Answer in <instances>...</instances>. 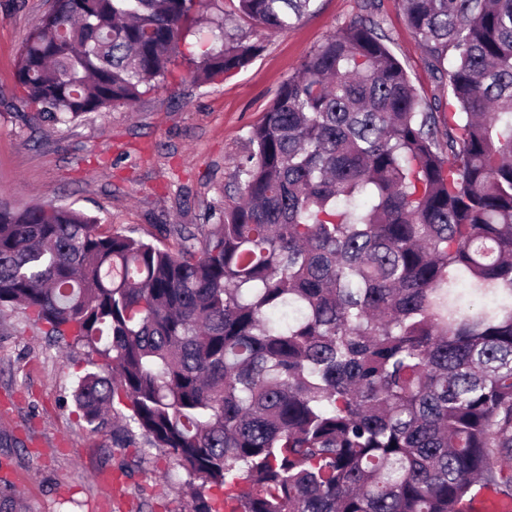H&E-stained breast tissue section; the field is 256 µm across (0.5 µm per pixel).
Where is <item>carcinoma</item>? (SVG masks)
<instances>
[{
    "label": "carcinoma",
    "mask_w": 512,
    "mask_h": 512,
    "mask_svg": "<svg viewBox=\"0 0 512 512\" xmlns=\"http://www.w3.org/2000/svg\"><path fill=\"white\" fill-rule=\"evenodd\" d=\"M313 0H238L258 35ZM443 88L427 102L365 14L288 77L235 194L175 249L0 201V313L82 347L86 424L115 404L188 477L191 512H467L512 501V0H400ZM205 0H53L18 108L68 125L187 64L262 49ZM200 52L185 39L202 30Z\"/></svg>",
    "instance_id": "carcinoma-1"
}]
</instances>
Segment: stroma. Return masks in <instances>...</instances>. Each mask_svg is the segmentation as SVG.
<instances>
[{
    "label": "stroma",
    "mask_w": 512,
    "mask_h": 512,
    "mask_svg": "<svg viewBox=\"0 0 512 512\" xmlns=\"http://www.w3.org/2000/svg\"><path fill=\"white\" fill-rule=\"evenodd\" d=\"M51 0H0V199L51 202L161 247L165 224L202 223L231 185L259 121L304 57L361 13V0H314L290 29L265 35L260 54L223 80L195 86L184 68L132 107L115 106L50 127L17 111V58ZM375 18L420 96L438 94L398 0ZM91 366L21 311L0 314V489L12 486L20 512H190L186 473L144 438L129 441L123 420L90 429L73 402ZM121 472L114 487L101 476Z\"/></svg>",
    "instance_id": "obj_1"
}]
</instances>
